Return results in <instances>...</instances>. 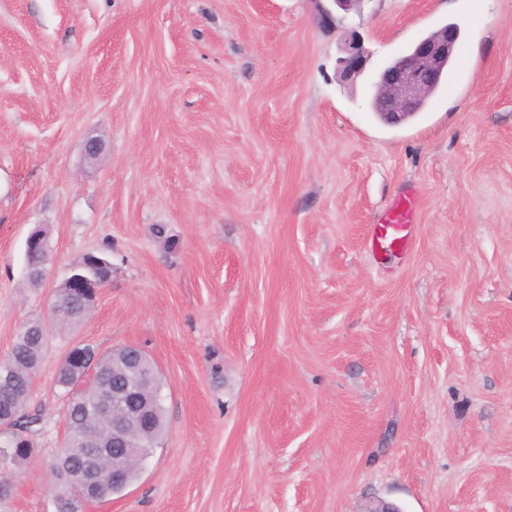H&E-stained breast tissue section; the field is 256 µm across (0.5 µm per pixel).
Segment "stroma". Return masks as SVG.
<instances>
[{"instance_id": "35a3bbf8", "label": "stroma", "mask_w": 512, "mask_h": 512, "mask_svg": "<svg viewBox=\"0 0 512 512\" xmlns=\"http://www.w3.org/2000/svg\"><path fill=\"white\" fill-rule=\"evenodd\" d=\"M448 23L447 84L380 123L378 72ZM408 190L412 248L374 260ZM92 250L112 280L49 340L0 512H55L56 371L84 344L143 347L167 424L86 512H512V0H0V362ZM368 54L357 34L345 43L343 55L336 60V73L342 83L353 85L363 74Z\"/></svg>"}]
</instances>
